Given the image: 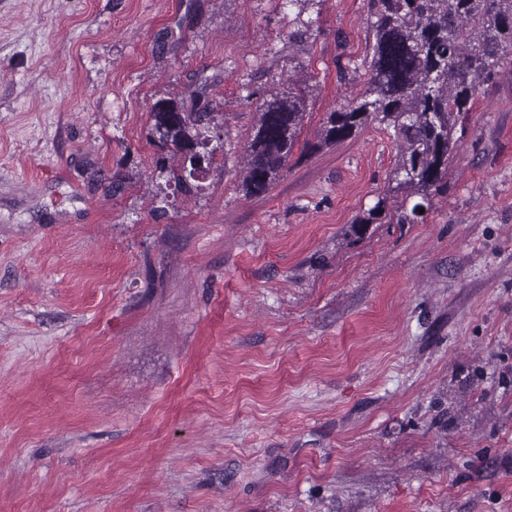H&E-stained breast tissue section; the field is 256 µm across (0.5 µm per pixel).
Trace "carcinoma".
I'll return each instance as SVG.
<instances>
[{"label":"carcinoma","instance_id":"obj_1","mask_svg":"<svg viewBox=\"0 0 512 512\" xmlns=\"http://www.w3.org/2000/svg\"><path fill=\"white\" fill-rule=\"evenodd\" d=\"M316 0H284L297 8L300 24L288 41L307 50L312 23L300 20ZM368 39L372 42L369 78L347 105L327 113L317 146L332 145L377 123L398 147L395 190L428 199L448 176L456 140L457 116L472 110L483 86L498 69L512 64V0H367ZM288 78V89L273 86L257 101V125L244 150L240 187L246 195L264 193L283 174L294 155L306 99ZM208 77L197 79L187 98H160L150 106L159 144L181 161L172 180L190 189L193 159L185 150H210L220 137L205 135L214 121ZM385 209L380 199L351 224L363 234Z\"/></svg>","mask_w":512,"mask_h":512}]
</instances>
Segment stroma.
I'll return each instance as SVG.
<instances>
[{
    "instance_id": "obj_1",
    "label": "stroma",
    "mask_w": 512,
    "mask_h": 512,
    "mask_svg": "<svg viewBox=\"0 0 512 512\" xmlns=\"http://www.w3.org/2000/svg\"><path fill=\"white\" fill-rule=\"evenodd\" d=\"M295 14L0 0V512H512V65L398 223L389 132L316 144L370 61L367 0H321L300 146L247 196ZM202 75L187 194L149 107Z\"/></svg>"
}]
</instances>
